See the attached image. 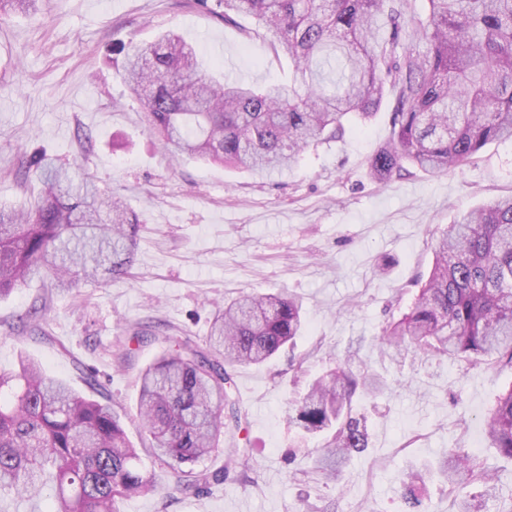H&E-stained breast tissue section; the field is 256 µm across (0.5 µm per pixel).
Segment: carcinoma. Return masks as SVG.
I'll list each match as a JSON object with an SVG mask.
<instances>
[{
  "label": "carcinoma",
  "mask_w": 512,
  "mask_h": 512,
  "mask_svg": "<svg viewBox=\"0 0 512 512\" xmlns=\"http://www.w3.org/2000/svg\"><path fill=\"white\" fill-rule=\"evenodd\" d=\"M37 0H0V16ZM217 0L227 24L288 60L293 83L257 87L203 67L196 45L173 32L124 48L123 79L143 97L148 130L173 157H196L252 174L287 170L315 144L390 111L392 137L371 157L376 179L419 169H459L493 143L512 140V0ZM27 166L43 185L34 209L0 207V298L33 278L52 288L124 278L135 261L140 220L101 192L88 173L44 155ZM434 262L408 311L387 321L380 348L512 370V196L458 216L436 239ZM305 323L291 295L251 293L218 307L206 348L167 336L170 348L141 370L138 410L156 459L175 488L199 495L246 479L251 458L235 370L294 344ZM386 379L353 358L308 384L288 410L299 435L322 437L312 473L338 483L370 445L367 407ZM491 447L512 459V386L486 418ZM241 436L224 466L205 461L221 436ZM438 476L457 512H483L496 485L484 463L451 451L401 482L408 512H422L418 486ZM483 487L474 494L470 485ZM154 470L112 408L45 374L28 357L0 371V497L44 499L33 512H118L119 500L158 490Z\"/></svg>",
  "instance_id": "obj_1"
}]
</instances>
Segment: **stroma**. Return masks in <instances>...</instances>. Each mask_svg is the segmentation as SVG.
Segmentation results:
<instances>
[{"mask_svg":"<svg viewBox=\"0 0 512 512\" xmlns=\"http://www.w3.org/2000/svg\"><path fill=\"white\" fill-rule=\"evenodd\" d=\"M251 18L227 25L195 0H38L0 19V204L33 208L41 185L25 158L41 153L82 166L139 217L136 261L105 285L57 291L34 279L0 299V369L19 355L85 396L109 403L143 455L150 438L136 412L139 371L168 336L205 342L216 307L244 292L302 303L305 332L293 351L237 372L253 448L251 482L212 486L200 498L173 489L157 466V492L120 500L119 512H402L400 480L449 449L479 455L497 495L488 512H512V460L490 447L483 420L512 386V371L381 351L390 317L407 312L433 262L438 226L512 194V143H494L444 175L373 180L368 163L392 135L388 111L336 142L307 150L289 172L258 177L168 156L143 123V103L121 79V44L162 30L196 41L207 65L256 84L287 82V61L247 42ZM48 306L39 331L20 318ZM147 337L127 341L132 326ZM355 355L386 373L366 453L342 487L324 485L304 456L289 458L288 404L331 358Z\"/></svg>","mask_w":512,"mask_h":512,"instance_id":"1","label":"stroma"}]
</instances>
